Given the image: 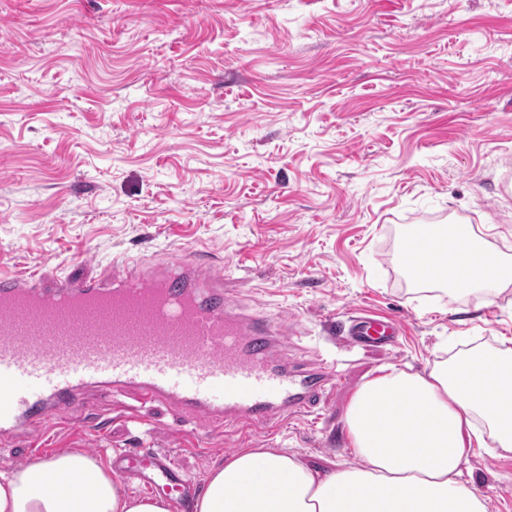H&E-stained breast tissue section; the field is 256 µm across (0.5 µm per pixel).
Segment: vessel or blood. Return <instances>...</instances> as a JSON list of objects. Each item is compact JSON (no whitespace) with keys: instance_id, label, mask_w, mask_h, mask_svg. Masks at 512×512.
Segmentation results:
<instances>
[{"instance_id":"vessel-or-blood-1","label":"vessel or blood","mask_w":512,"mask_h":512,"mask_svg":"<svg viewBox=\"0 0 512 512\" xmlns=\"http://www.w3.org/2000/svg\"><path fill=\"white\" fill-rule=\"evenodd\" d=\"M281 322L248 312L224 289L212 261L178 256L153 266L126 257L104 277H47L0 268V449L84 397L133 395L213 427H279L319 405L332 373L283 350ZM390 319L356 316L348 345L383 347ZM112 461L130 479L186 504L193 479L155 449H124Z\"/></svg>"}]
</instances>
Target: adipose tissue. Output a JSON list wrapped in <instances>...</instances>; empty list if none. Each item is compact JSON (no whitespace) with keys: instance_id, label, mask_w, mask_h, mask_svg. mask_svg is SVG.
Wrapping results in <instances>:
<instances>
[{"instance_id":"1","label":"adipose tissue","mask_w":512,"mask_h":512,"mask_svg":"<svg viewBox=\"0 0 512 512\" xmlns=\"http://www.w3.org/2000/svg\"><path fill=\"white\" fill-rule=\"evenodd\" d=\"M452 253L441 279L463 295L512 287V258L489 249L467 224L409 225L397 261L429 283L425 256ZM346 426L359 467L308 469L277 448L247 449L210 470L194 512H488L460 482L475 448L512 453V349L475 346L426 374L394 368L362 385ZM0 512H171L168 501L128 491L101 460L65 451L0 472Z\"/></svg>"}]
</instances>
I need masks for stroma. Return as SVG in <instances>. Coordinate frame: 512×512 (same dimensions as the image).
<instances>
[{
  "mask_svg": "<svg viewBox=\"0 0 512 512\" xmlns=\"http://www.w3.org/2000/svg\"><path fill=\"white\" fill-rule=\"evenodd\" d=\"M410 224L487 225L512 249V0H0V265L201 253L285 324L290 358L334 365L314 413L275 430L195 436L92 393L39 428L54 453L144 445L200 486L249 448L361 466L344 421L364 383L512 339V292L408 280ZM364 314L399 322L393 348L342 341ZM460 479L512 512V453L474 449Z\"/></svg>",
  "mask_w": 512,
  "mask_h": 512,
  "instance_id": "obj_1",
  "label": "stroma"
}]
</instances>
